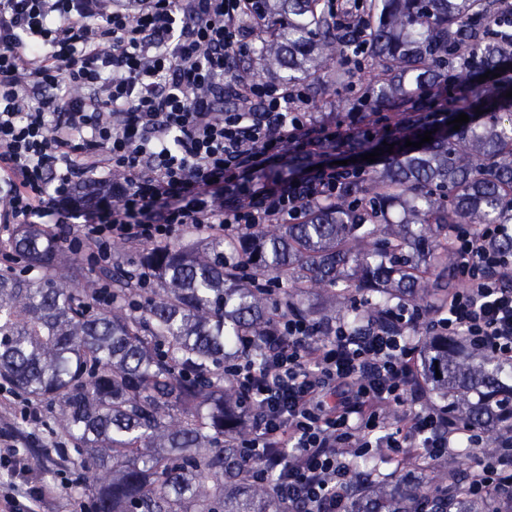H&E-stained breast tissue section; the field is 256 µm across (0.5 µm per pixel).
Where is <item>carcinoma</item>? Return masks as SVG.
Returning <instances> with one entry per match:
<instances>
[{"label": "carcinoma", "instance_id": "carcinoma-1", "mask_svg": "<svg viewBox=\"0 0 512 512\" xmlns=\"http://www.w3.org/2000/svg\"><path fill=\"white\" fill-rule=\"evenodd\" d=\"M274 34L252 63L233 71L245 85L260 69L288 83L350 82L356 31L331 18L325 0H263ZM365 44L377 81L371 111L409 118L393 131L384 166L297 224H264L249 236L203 246L140 249L138 264L76 270L63 242L37 224L16 226L12 251L30 276L0 265V380L33 400L58 404L57 424L98 470L88 489L95 512H280L275 478L259 479L243 457L240 392L224 376L226 344L265 334L277 315L342 310L350 290L380 295L351 323L380 316L397 298L417 306L448 294L449 235L456 224L512 223V0H370ZM501 76L479 82L488 71ZM457 77L455 107L436 124L417 115ZM482 110L483 114L476 113ZM469 122L453 130L459 114ZM433 140L420 148L424 132ZM397 224L381 219L393 205ZM153 288H140V274ZM273 275L282 288H264ZM112 301L96 302L101 283ZM316 292L324 308H301ZM422 378L456 419L482 430L483 452L501 451L512 426V386L500 364L470 353L462 337L434 332L419 343ZM430 481L401 478L352 486L358 512H486L466 497L467 477L436 464Z\"/></svg>", "mask_w": 512, "mask_h": 512}]
</instances>
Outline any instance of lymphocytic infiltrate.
Wrapping results in <instances>:
<instances>
[{"label":"lymphocytic infiltrate","mask_w":512,"mask_h":512,"mask_svg":"<svg viewBox=\"0 0 512 512\" xmlns=\"http://www.w3.org/2000/svg\"><path fill=\"white\" fill-rule=\"evenodd\" d=\"M253 0H0V230L58 212L51 225L90 265L112 263L116 241L158 245L185 226L227 239L263 224H296L335 201L354 170L318 158L358 132L303 110L304 88L226 78L245 49ZM299 179L255 189L244 177L281 158ZM511 224L456 225L457 285L434 328L512 364ZM419 316L408 306L361 326L281 316L248 337L230 364L250 421L247 460L278 474L282 504L350 512L345 449L434 462L479 448L481 431L447 407H417ZM350 387L329 403L328 395ZM0 512H36L63 493L37 482L12 433L0 434ZM512 453L482 457L468 496L496 512L512 505Z\"/></svg>","instance_id":"obj_1"}]
</instances>
